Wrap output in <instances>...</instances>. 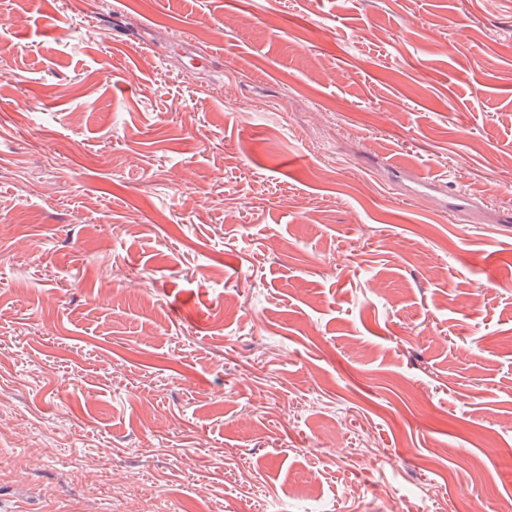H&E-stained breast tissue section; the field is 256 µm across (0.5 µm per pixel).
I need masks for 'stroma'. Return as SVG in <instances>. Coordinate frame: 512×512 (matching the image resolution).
<instances>
[{
    "label": "stroma",
    "instance_id": "1",
    "mask_svg": "<svg viewBox=\"0 0 512 512\" xmlns=\"http://www.w3.org/2000/svg\"><path fill=\"white\" fill-rule=\"evenodd\" d=\"M509 269L512 0H0V512H512Z\"/></svg>",
    "mask_w": 512,
    "mask_h": 512
}]
</instances>
